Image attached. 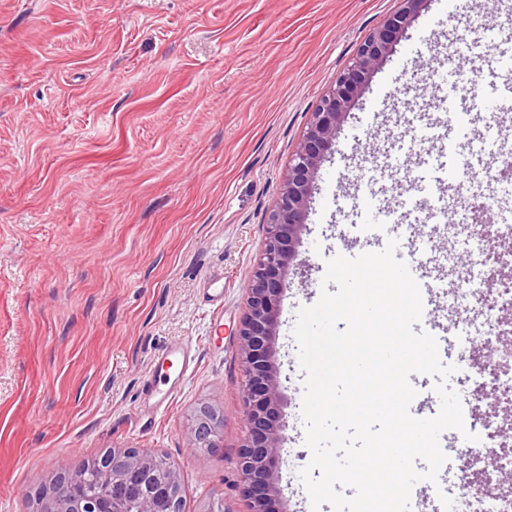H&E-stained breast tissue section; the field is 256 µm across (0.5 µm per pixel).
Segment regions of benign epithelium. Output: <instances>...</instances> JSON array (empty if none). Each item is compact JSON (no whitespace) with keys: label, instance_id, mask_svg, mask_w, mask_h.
I'll return each mask as SVG.
<instances>
[{"label":"benign epithelium","instance_id":"obj_1","mask_svg":"<svg viewBox=\"0 0 512 512\" xmlns=\"http://www.w3.org/2000/svg\"><path fill=\"white\" fill-rule=\"evenodd\" d=\"M427 0H399L398 8L361 44L356 57L321 98L300 139L284 176L277 202L266 224L262 258L248 289L247 310L238 332V350L246 368L241 389L247 435L238 450L242 493L250 512L276 509L280 465L282 393L274 359L283 273L296 258V246L305 226L314 174L336 146V133L351 104L370 74L379 69L386 54L406 35L413 17ZM480 238L491 263L488 280L512 285V263L499 251L503 235L497 224L485 221ZM508 328L484 343L485 358L502 361L512 349V320ZM223 414L212 405L199 408L192 419V447L198 451L217 447ZM98 479L112 486V501L78 495L67 472L58 473L38 496L36 512H180L183 488L176 468L159 456L134 448L107 451L91 461Z\"/></svg>","mask_w":512,"mask_h":512}]
</instances>
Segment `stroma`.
Here are the masks:
<instances>
[{
  "instance_id": "35a3bbf8",
  "label": "stroma",
  "mask_w": 512,
  "mask_h": 512,
  "mask_svg": "<svg viewBox=\"0 0 512 512\" xmlns=\"http://www.w3.org/2000/svg\"><path fill=\"white\" fill-rule=\"evenodd\" d=\"M397 0H0V512H35V494L62 470L135 448L174 463L182 512L223 503L250 512L237 453L246 435L237 330L261 257L269 212L312 112ZM512 0H428L346 115L336 151L314 177L297 258L284 273L276 359L284 443L281 512L312 508L299 473L304 372L292 335L321 294L328 260L347 255L364 194L398 213L419 199L448 137L416 105L439 95L440 73L478 72L491 90V45L511 32ZM466 131L487 159L491 189L512 151V112ZM399 161L387 179L384 159ZM421 256L462 270L477 296L484 246L444 224ZM223 279L216 288L215 279ZM191 342L186 375L159 371V351ZM182 376L167 407L145 386ZM203 404L224 416L220 443L192 451ZM455 445L439 488L456 496L471 444Z\"/></svg>"
}]
</instances>
